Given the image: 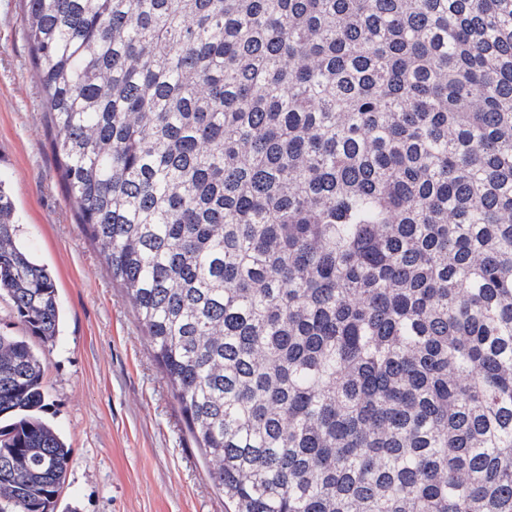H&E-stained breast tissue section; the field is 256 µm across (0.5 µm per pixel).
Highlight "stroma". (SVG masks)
<instances>
[{
  "mask_svg": "<svg viewBox=\"0 0 512 512\" xmlns=\"http://www.w3.org/2000/svg\"><path fill=\"white\" fill-rule=\"evenodd\" d=\"M43 119L24 0H0V182L20 240L52 274L63 321L36 343L43 419L70 449L54 512H224L133 303L76 222Z\"/></svg>",
  "mask_w": 512,
  "mask_h": 512,
  "instance_id": "1",
  "label": "stroma"
}]
</instances>
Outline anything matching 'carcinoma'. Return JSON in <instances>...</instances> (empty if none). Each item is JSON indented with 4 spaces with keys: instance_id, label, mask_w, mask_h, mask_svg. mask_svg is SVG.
Segmentation results:
<instances>
[{
    "instance_id": "cac0c4a2",
    "label": "carcinoma",
    "mask_w": 512,
    "mask_h": 512,
    "mask_svg": "<svg viewBox=\"0 0 512 512\" xmlns=\"http://www.w3.org/2000/svg\"><path fill=\"white\" fill-rule=\"evenodd\" d=\"M62 179L228 512H512V0H25ZM57 289L0 185V293ZM0 332V512L69 448Z\"/></svg>"
}]
</instances>
